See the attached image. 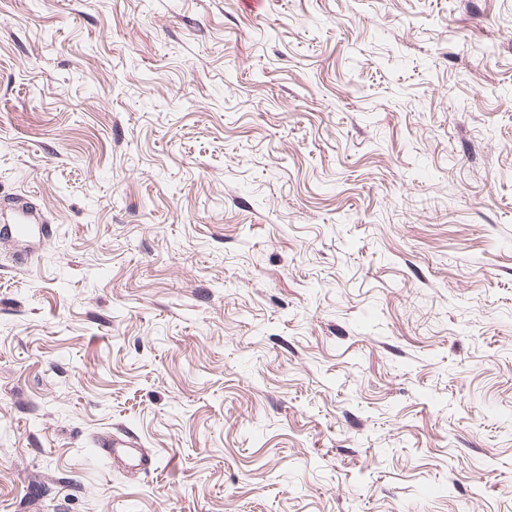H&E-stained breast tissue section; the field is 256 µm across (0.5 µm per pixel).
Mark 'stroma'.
<instances>
[{
    "instance_id": "35a3bbf8",
    "label": "stroma",
    "mask_w": 512,
    "mask_h": 512,
    "mask_svg": "<svg viewBox=\"0 0 512 512\" xmlns=\"http://www.w3.org/2000/svg\"><path fill=\"white\" fill-rule=\"evenodd\" d=\"M0 512H512V0H0ZM95 447L103 456L125 462L131 469L144 472L155 470L154 455L142 448L139 440L128 434H102L94 440Z\"/></svg>"
}]
</instances>
